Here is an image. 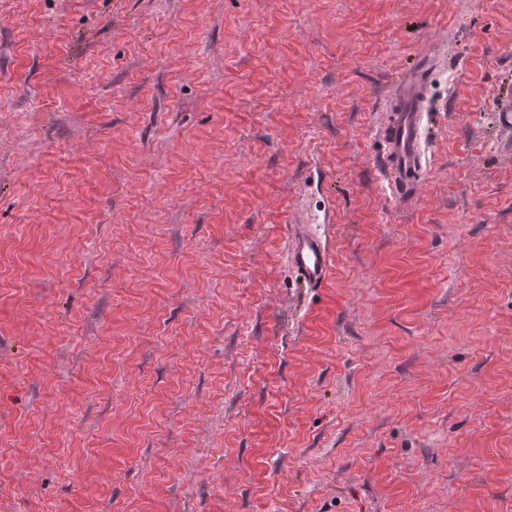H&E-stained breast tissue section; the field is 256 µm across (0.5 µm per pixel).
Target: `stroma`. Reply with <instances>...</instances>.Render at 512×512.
I'll use <instances>...</instances> for the list:
<instances>
[{
	"label": "stroma",
	"mask_w": 512,
	"mask_h": 512,
	"mask_svg": "<svg viewBox=\"0 0 512 512\" xmlns=\"http://www.w3.org/2000/svg\"><path fill=\"white\" fill-rule=\"evenodd\" d=\"M0 512H512V0H0ZM422 68L404 76L390 92L388 109L390 115L383 136L390 148V183L395 191L414 187L424 172L422 162V122L425 102L424 74ZM290 258L297 274L309 286L322 284L330 273L327 246L317 235L298 234L292 243Z\"/></svg>",
	"instance_id": "35a3bbf8"
}]
</instances>
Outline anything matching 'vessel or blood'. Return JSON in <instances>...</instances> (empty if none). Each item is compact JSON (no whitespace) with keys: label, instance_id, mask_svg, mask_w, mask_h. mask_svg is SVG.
<instances>
[{"label":"vessel or blood","instance_id":"b4317fda","mask_svg":"<svg viewBox=\"0 0 512 512\" xmlns=\"http://www.w3.org/2000/svg\"><path fill=\"white\" fill-rule=\"evenodd\" d=\"M425 84L423 72L418 71L404 76L390 93V115L383 136L390 148V183L396 190L416 186L424 171L421 139ZM290 258L308 285L322 284L330 273L327 246L317 235L298 234Z\"/></svg>","mask_w":512,"mask_h":512}]
</instances>
